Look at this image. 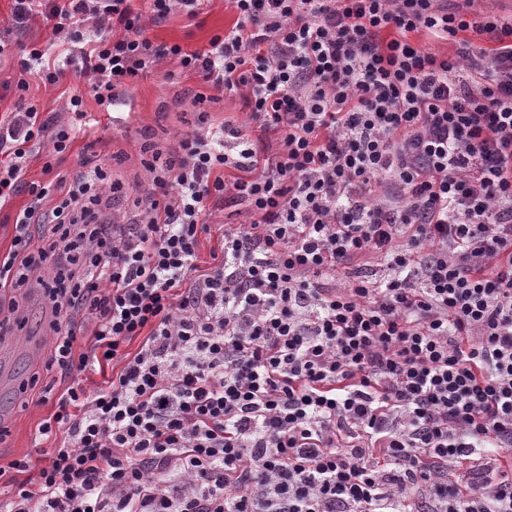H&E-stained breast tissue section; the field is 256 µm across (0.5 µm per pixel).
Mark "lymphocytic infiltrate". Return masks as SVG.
I'll return each instance as SVG.
<instances>
[{"mask_svg": "<svg viewBox=\"0 0 512 512\" xmlns=\"http://www.w3.org/2000/svg\"><path fill=\"white\" fill-rule=\"evenodd\" d=\"M131 2L13 0V19L79 44L100 107L172 59L254 129L199 113L145 161L131 224L102 222L116 186L90 159L25 179L32 147L49 173L87 132L81 96L0 129V205L30 196L0 253V330L40 288L65 384L43 390L34 486L28 459L0 465V512H512V22L230 0L231 30L189 50L154 43ZM214 200L245 219L203 265Z\"/></svg>", "mask_w": 512, "mask_h": 512, "instance_id": "obj_1", "label": "lymphocytic infiltrate"}]
</instances>
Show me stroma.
<instances>
[{
  "label": "stroma",
  "instance_id": "35a3bbf8",
  "mask_svg": "<svg viewBox=\"0 0 512 512\" xmlns=\"http://www.w3.org/2000/svg\"><path fill=\"white\" fill-rule=\"evenodd\" d=\"M236 20L227 0H203L195 17L175 12L165 20L152 25L149 35L156 43L180 44L192 49H204L212 37L223 34ZM11 31L12 53L0 59V120H10L17 110V96L7 86L16 81L25 49L35 41L50 38L41 18L29 20L25 26L12 25V0H0V28ZM176 64L166 59L154 73L139 79L125 93L122 104L110 111H101L85 78L74 70H66L63 80L55 88L45 87L38 76H31L28 95L40 112L48 117L59 115L69 96H83L85 106L94 113L97 124L73 145L71 154L60 165L63 175L74 173L83 157H91L112 173V180L120 189L112 199V213L116 219L136 220L137 200L143 199L147 189L143 156L140 151L143 132H150L162 148L175 144L179 133L193 131L197 121L198 104L195 95L200 87L195 77L176 76L167 81V73H174ZM23 328L0 337V427L7 431L0 438V463L30 457L39 460L44 446L37 432L39 425L49 419L54 403L25 404L21 387L35 373L43 372L50 344L47 321L41 294L30 290L22 301Z\"/></svg>",
  "mask_w": 512,
  "mask_h": 512
}]
</instances>
